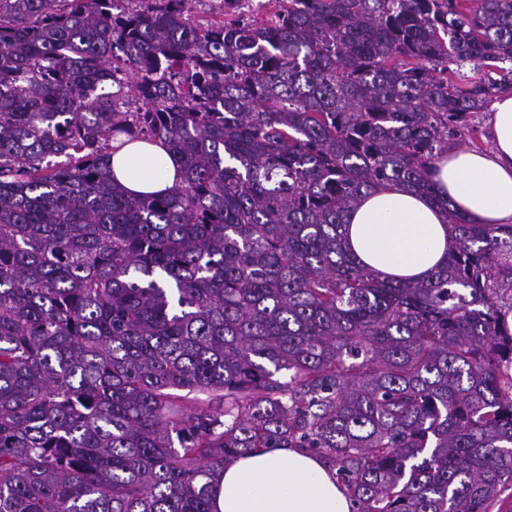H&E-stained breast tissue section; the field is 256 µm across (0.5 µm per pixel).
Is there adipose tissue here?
<instances>
[{"label": "adipose tissue", "mask_w": 512, "mask_h": 512, "mask_svg": "<svg viewBox=\"0 0 512 512\" xmlns=\"http://www.w3.org/2000/svg\"><path fill=\"white\" fill-rule=\"evenodd\" d=\"M490 151L452 149L433 180L472 224H512V94L498 96L488 122ZM110 165L129 194H156L180 182L181 164L156 143L114 147ZM346 241L386 279L423 280L448 257L446 219L423 195L394 184L367 195L348 217ZM216 512H352L346 487L324 462L295 448L241 455L224 466Z\"/></svg>", "instance_id": "adipose-tissue-1"}]
</instances>
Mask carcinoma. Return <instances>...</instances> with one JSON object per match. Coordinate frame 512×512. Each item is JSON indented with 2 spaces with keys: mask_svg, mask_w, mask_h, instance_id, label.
Instances as JSON below:
<instances>
[{
  "mask_svg": "<svg viewBox=\"0 0 512 512\" xmlns=\"http://www.w3.org/2000/svg\"><path fill=\"white\" fill-rule=\"evenodd\" d=\"M192 2L0 0V512H212L268 448L356 512H512V224L431 179L512 91V0ZM119 135L179 186L118 189ZM391 183L447 218L426 280L347 247Z\"/></svg>",
  "mask_w": 512,
  "mask_h": 512,
  "instance_id": "obj_1",
  "label": "carcinoma"
}]
</instances>
